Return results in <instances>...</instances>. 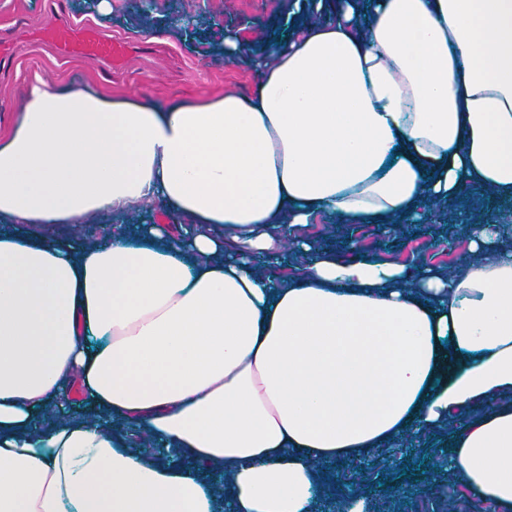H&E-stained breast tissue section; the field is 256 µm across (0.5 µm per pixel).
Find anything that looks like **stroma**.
<instances>
[{
	"instance_id": "35a3bbf8",
	"label": "stroma",
	"mask_w": 512,
	"mask_h": 512,
	"mask_svg": "<svg viewBox=\"0 0 512 512\" xmlns=\"http://www.w3.org/2000/svg\"><path fill=\"white\" fill-rule=\"evenodd\" d=\"M56 0H0V40L12 43L0 57V134L9 130L22 105L27 77L40 73L65 85L89 87L107 96L138 93L165 105L199 96L245 90L254 80L244 66L229 67L218 51L225 31L237 32L260 50L263 38L288 22L284 0H155L142 11L140 0H112L111 18H95L92 0H58L74 22H95L106 34L142 41L147 30L167 27L169 40L156 42L149 53H132L113 70L82 60H60L55 50L36 40L39 28L55 18ZM448 221L392 224L379 234L372 224H346L322 217L311 228L284 226L291 237L347 255L348 245L385 241V258L401 255L409 263H426L453 274L470 259L466 246L448 239ZM448 432L431 430L417 446H392L335 465L336 486L325 495L319 512H340L357 489L372 491L371 512H506L471 494L448 470Z\"/></svg>"
}]
</instances>
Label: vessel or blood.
<instances>
[{"mask_svg": "<svg viewBox=\"0 0 512 512\" xmlns=\"http://www.w3.org/2000/svg\"><path fill=\"white\" fill-rule=\"evenodd\" d=\"M41 41L50 43L60 58H90L119 67L131 54L132 43L122 36L107 37L91 25L62 20L42 28Z\"/></svg>", "mask_w": 512, "mask_h": 512, "instance_id": "obj_1", "label": "vessel or blood"}]
</instances>
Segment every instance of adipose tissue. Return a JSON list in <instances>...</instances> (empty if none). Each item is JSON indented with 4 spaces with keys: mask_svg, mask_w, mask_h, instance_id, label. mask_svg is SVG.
<instances>
[{
    "mask_svg": "<svg viewBox=\"0 0 512 512\" xmlns=\"http://www.w3.org/2000/svg\"><path fill=\"white\" fill-rule=\"evenodd\" d=\"M304 15L257 53L225 34L245 93L27 79L0 137V512H317L326 465L451 418L456 480L512 507V252L459 206L512 211V0ZM435 202L472 254L452 275L274 246L282 224ZM149 206L165 222L91 244L50 231ZM73 386L80 414L48 417Z\"/></svg>",
    "mask_w": 512,
    "mask_h": 512,
    "instance_id": "1",
    "label": "adipose tissue"
}]
</instances>
